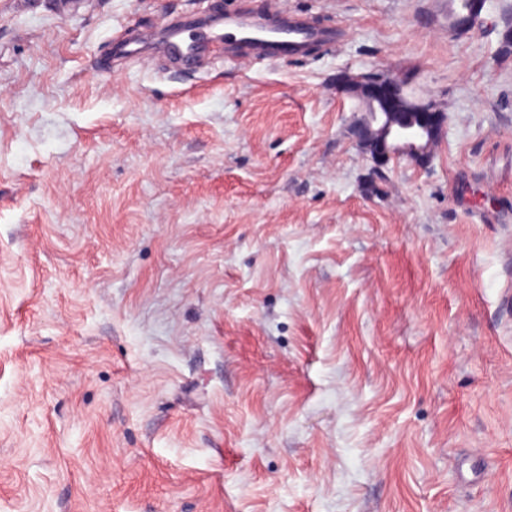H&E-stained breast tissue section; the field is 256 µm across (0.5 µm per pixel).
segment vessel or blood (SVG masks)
Returning <instances> with one entry per match:
<instances>
[{"label": "vessel or blood", "mask_w": 512, "mask_h": 512, "mask_svg": "<svg viewBox=\"0 0 512 512\" xmlns=\"http://www.w3.org/2000/svg\"><path fill=\"white\" fill-rule=\"evenodd\" d=\"M316 44L335 46V28L313 25L277 0L267 14L229 9L210 24L195 18L157 32L134 34L116 44L113 58L143 57L158 49L181 69L200 67L205 56L220 54L248 67L272 60H300Z\"/></svg>", "instance_id": "vessel-or-blood-1"}]
</instances>
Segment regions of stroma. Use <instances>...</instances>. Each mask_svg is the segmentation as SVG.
<instances>
[{
	"label": "stroma",
	"mask_w": 512,
	"mask_h": 512,
	"mask_svg": "<svg viewBox=\"0 0 512 512\" xmlns=\"http://www.w3.org/2000/svg\"><path fill=\"white\" fill-rule=\"evenodd\" d=\"M0 0V512H512V0H288L248 69L130 28L233 0ZM444 112L383 179L342 73ZM469 1L468 9L460 14H456L453 16V20L451 23V29L456 32H465L470 31L478 18L481 15V12L484 7V0H448V12L454 14L459 10H463L467 7ZM218 20H185L156 31H143L119 41L112 62L144 57L162 50L181 69L201 66L205 56L222 55L243 67L272 60L297 61L315 44L336 45V29L311 24L306 17L275 2L274 11L257 14L246 9L224 10Z\"/></svg>",
	"instance_id": "obj_1"
}]
</instances>
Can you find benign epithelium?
I'll return each mask as SVG.
<instances>
[{
  "label": "benign epithelium",
  "mask_w": 512,
  "mask_h": 512,
  "mask_svg": "<svg viewBox=\"0 0 512 512\" xmlns=\"http://www.w3.org/2000/svg\"><path fill=\"white\" fill-rule=\"evenodd\" d=\"M483 7L484 0H469L468 9L453 16L451 29L471 30ZM341 87L367 106L366 114L354 124L353 134L370 155L376 173H382V167L397 157L421 166L431 161L445 115L430 103L409 101L403 79L381 73H346Z\"/></svg>",
  "instance_id": "7a95c632"
}]
</instances>
